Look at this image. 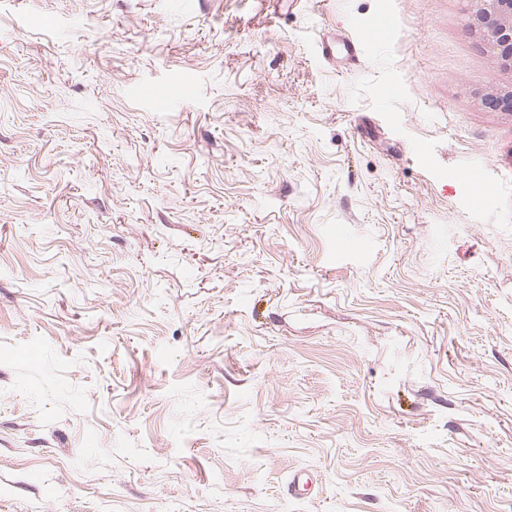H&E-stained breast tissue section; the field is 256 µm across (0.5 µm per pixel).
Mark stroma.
<instances>
[{"mask_svg":"<svg viewBox=\"0 0 512 512\" xmlns=\"http://www.w3.org/2000/svg\"><path fill=\"white\" fill-rule=\"evenodd\" d=\"M469 10L0 0V512H512ZM335 43L336 50L339 49L347 60L353 63L360 61V57L362 56V48L364 46L362 39H351L347 36L339 35L336 37V41L334 43H323L322 54L324 58L329 60L334 57Z\"/></svg>","mask_w":512,"mask_h":512,"instance_id":"obj_1","label":"stroma"}]
</instances>
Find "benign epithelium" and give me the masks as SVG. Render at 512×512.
<instances>
[{
    "label": "benign epithelium",
    "mask_w": 512,
    "mask_h": 512,
    "mask_svg": "<svg viewBox=\"0 0 512 512\" xmlns=\"http://www.w3.org/2000/svg\"><path fill=\"white\" fill-rule=\"evenodd\" d=\"M470 27L501 66L512 68V0H471Z\"/></svg>",
    "instance_id": "benign-epithelium-1"
}]
</instances>
